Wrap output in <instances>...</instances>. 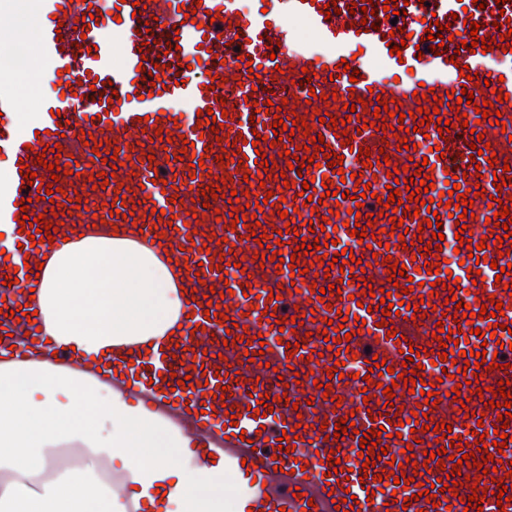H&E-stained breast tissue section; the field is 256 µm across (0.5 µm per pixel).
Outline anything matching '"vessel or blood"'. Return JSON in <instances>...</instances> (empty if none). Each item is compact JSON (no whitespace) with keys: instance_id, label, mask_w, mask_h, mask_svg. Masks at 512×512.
Here are the masks:
<instances>
[{"instance_id":"b4317fda","label":"vessel or blood","mask_w":512,"mask_h":512,"mask_svg":"<svg viewBox=\"0 0 512 512\" xmlns=\"http://www.w3.org/2000/svg\"><path fill=\"white\" fill-rule=\"evenodd\" d=\"M328 0H265L264 11L243 10L240 0H112L110 13H101L102 0H42L37 31V52L58 76L60 89L38 102L39 119L26 134L17 131L19 97L11 83L0 80V167L8 171V185L0 189V224H16L22 218L59 219L72 227L94 219L119 224L132 214L146 240H161L170 248L174 261L199 273L213 291L209 300L188 305L187 333L181 345L163 343L146 361L120 363L128 376L153 383L155 402L176 416H190L201 438L219 437L225 460L239 463L248 486L262 489L260 512H335L336 501H344L347 512H512V500L498 507L499 490L512 497V445L498 449L497 429L512 436V420L500 423L498 412L486 408L492 390L500 382L512 381V242L504 240L503 227L490 224V200L505 203L512 210V178L495 188L494 175L502 171L504 159L512 160V73L501 74V64L512 61V51L462 49L469 39V21L479 23V37L502 38L512 30V0L498 5L486 0L477 7L473 0H395L406 10L401 23L405 37L392 33L393 26L382 7L384 0H336L339 11L326 15ZM373 4L378 14L375 27L363 30L360 15L351 5ZM121 21L122 33L112 37L114 21ZM304 23L312 32L308 41L298 40L294 23ZM450 24L454 38L440 51H432L426 29L436 23ZM178 50H168V42ZM402 45L401 54L391 53ZM359 70L360 79L335 77L341 60ZM259 66L250 76L249 65ZM476 73V80L461 76V66ZM224 78L215 86V78ZM430 90L429 98L416 100L418 87ZM467 89L474 95L470 104L446 105L449 90ZM508 93V101L493 102L494 92ZM361 98L355 112L360 119H372L378 100H395L406 114L407 149H398L392 129L400 124L386 118V133L359 129L357 121H346L345 103ZM189 100L202 111L200 121L182 120L170 103ZM492 101L500 111L497 124L479 121L476 104ZM280 106L279 115L267 114L268 105ZM439 108L442 119L466 115L467 126L452 128L449 137L439 136L436 126L417 132L420 107ZM327 110L329 122L313 119L314 110ZM308 117L307 131H295L292 140L266 148L275 165L261 168L262 155L252 147L255 135L273 136L275 117ZM224 127L212 132L215 117ZM345 119L344 129L333 120ZM323 135L330 152L342 156L341 173L324 164L323 152H316V167L300 174L288 169L285 151L312 145ZM489 142L496 164L484 156H472L470 145L477 138ZM92 146H85V139ZM389 142L390 165L380 164L377 147ZM118 147L115 169L117 182L126 194H110L109 202L91 209L76 207V198L87 197L92 176L102 172L97 156L105 145ZM61 146L63 154L78 163L80 172L61 176L59 192L51 199H39L37 190L50 183L51 173L39 165L42 149ZM372 151L371 166H364L357 154L362 147ZM429 162L434 189L430 198L449 191L447 172L459 169L467 175L462 188L482 187L484 195L473 203V218L467 219L472 241L484 242L482 260L467 259L468 268H479L481 281L455 278L446 272L437 277L455 293L432 294L427 285L430 263L437 251L418 255L414 234L431 241L430 228H419L413 212L382 209L380 199L388 198L389 167L408 162ZM33 171V181L23 178L20 168ZM225 178L229 191L249 192L255 206L250 213L256 229L217 223L223 200L204 207L203 186ZM312 182L311 201L302 197L305 182ZM370 186L371 197L364 207L348 199L356 182ZM174 187L178 202H171L166 187ZM376 214L362 243L346 239L328 245V255L343 248L365 263L373 291L361 293L359 274L331 268L321 277L318 250L296 255V236L314 242L310 224L341 220L354 222L352 208ZM294 214L292 222L281 219V211ZM402 220L404 235L390 234L391 219ZM33 227L18 236L19 248L8 263L0 262V299L13 306L24 292L38 287L29 263L45 251L43 243H32ZM278 235L283 259L293 260L296 272L279 273L275 263L259 262L257 236ZM380 248H373V241ZM404 265L405 274L388 282L382 264L385 257ZM236 263L244 274L223 281L221 266ZM16 270L18 281L5 285L7 270ZM339 286V293L316 295L313 286ZM403 288L405 307L399 314L383 316L377 290ZM278 298H271V291ZM502 303V314L492 319L456 320L457 302L479 312L489 298ZM220 307L219 315L208 314V304ZM302 313L301 326L291 318ZM479 334H472V327ZM459 331V342L440 346L437 328ZM25 329L30 343L68 359L64 348L48 342L36 324L0 317V360L15 356L1 339ZM350 333L347 351L329 350L328 339ZM422 348L421 378L434 384L437 400L426 402L421 393L393 386L395 375L403 373V353L409 346ZM486 352L495 356L497 369L468 367L459 372L454 360L460 351ZM447 366H438L440 355ZM385 359L386 373L369 371L370 356ZM340 366L342 374L328 377L330 367ZM477 391H469V382ZM393 387L386 397L384 387ZM459 397H451L452 388ZM287 402H280V395ZM267 401L268 414H251L258 401ZM399 406L397 420H388L392 406ZM428 416V431H411L406 421L413 410ZM352 415L353 432L336 435L335 425ZM451 425L458 446L438 438L432 427ZM480 434H473V426ZM381 429L380 445L394 464L376 461L364 467L359 456L361 438ZM296 438H283L286 430ZM486 445L501 461L495 475L480 474L477 468H462V481L455 491L437 492L434 503L412 501L419 485L431 486L446 473L425 460L426 453L447 447L449 454L476 451ZM413 476V484L394 483L398 474ZM482 489V506H464L473 489Z\"/></svg>"}]
</instances>
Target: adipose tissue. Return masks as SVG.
<instances>
[{
    "instance_id": "adipose-tissue-1",
    "label": "adipose tissue",
    "mask_w": 512,
    "mask_h": 512,
    "mask_svg": "<svg viewBox=\"0 0 512 512\" xmlns=\"http://www.w3.org/2000/svg\"><path fill=\"white\" fill-rule=\"evenodd\" d=\"M34 299L42 332L70 348L0 363V512H245L251 489L212 440L131 404L112 365L181 335L190 302L180 268L118 229L55 240ZM77 448L81 466L56 468Z\"/></svg>"
}]
</instances>
